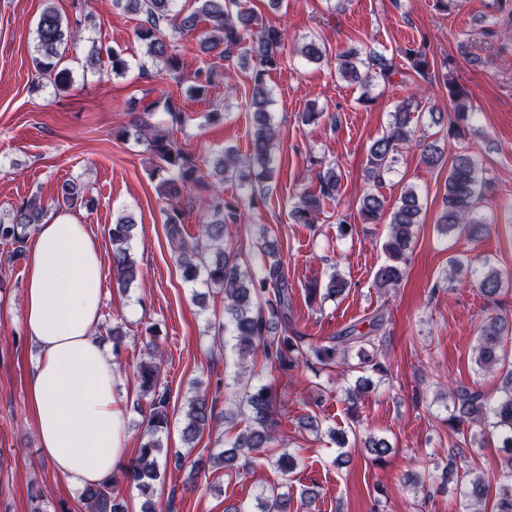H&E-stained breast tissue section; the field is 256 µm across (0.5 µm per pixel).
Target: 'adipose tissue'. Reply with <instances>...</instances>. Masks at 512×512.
I'll list each match as a JSON object with an SVG mask.
<instances>
[{
    "mask_svg": "<svg viewBox=\"0 0 512 512\" xmlns=\"http://www.w3.org/2000/svg\"><path fill=\"white\" fill-rule=\"evenodd\" d=\"M26 258L24 331L35 345L27 396L41 452L71 488L112 477L127 440L118 366L98 337L102 261L88 225L58 215L37 226Z\"/></svg>",
    "mask_w": 512,
    "mask_h": 512,
    "instance_id": "1",
    "label": "adipose tissue"
}]
</instances>
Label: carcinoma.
<instances>
[{"label":"carcinoma","mask_w":512,"mask_h":512,"mask_svg":"<svg viewBox=\"0 0 512 512\" xmlns=\"http://www.w3.org/2000/svg\"><path fill=\"white\" fill-rule=\"evenodd\" d=\"M179 0H113V7L125 12L142 13L145 21L137 30V38L144 43L145 54L155 64L161 63L164 70L177 74L181 69L178 48L167 41L162 26L180 35L198 30L206 24L199 46L202 52L214 54L224 61L232 56L244 40V34L253 32L255 39L244 50L256 60L252 71V91L249 98L251 112V139L249 153L241 156L233 148H226L212 161V172L206 173L194 159L186 155L170 133L161 131L149 122L157 110L167 113L171 124L180 126L185 113L170 96H161L143 106L131 124L135 140L145 145L151 156L153 173L158 177L157 193L175 204L167 214L166 234L176 254L183 277L188 282H198L207 288H215L224 295V335L232 342L239 364L256 361L262 356L264 363L280 369L291 370L305 363L315 362L324 367L336 365L346 373H359L356 387L359 390L371 384L372 373L380 377L388 375L386 366L378 359L376 337L377 322H372L370 331L356 332L349 327L325 344H305L303 338L288 335L292 325L291 301L288 282L278 239L260 229L255 237V258L244 257L234 250L230 240V227L239 223L243 198L226 197L223 185L237 182L248 188L247 198L269 190L274 179L273 150L278 130L273 124L271 106L272 92L266 84V73L280 61L287 43L286 34L266 23L263 17L244 4V0H194L190 10L177 7ZM37 52L33 58L36 75L46 78L58 90L70 87L71 71L63 66L68 43H77L82 38L80 27L71 26L51 5L42 10L37 26ZM297 53L309 62H319L326 49L311 39L297 47ZM107 56L112 73L122 76L128 71V61L115 49L92 46L85 57L83 71L96 73L101 67L102 56ZM406 57L413 70L421 75L430 69L429 50L426 45L406 48ZM338 75L341 79L357 83L362 88L361 102L373 100L370 90L375 77L387 79L393 65L380 54L360 58L356 48L336 54ZM217 65L196 69L192 77L194 85L190 91L197 96L207 94L216 83ZM448 96L456 103L453 115L431 112L435 125L448 123L452 136L464 135L471 113L467 101L470 93L455 81H447ZM421 103L412 95L396 105L391 112L389 130L376 139L369 149L367 180L380 187L385 175L390 173L397 161L400 146L414 141L412 128L415 112ZM425 163L432 167L448 166V179L441 198L438 229L449 234L465 229L472 238H479L485 231L486 220L479 215V204L483 198L482 168L477 160L464 151L457 153L445 163L444 152L434 143L423 149ZM319 191L303 190L294 202L291 217L296 224H312L320 212L323 201L332 199L341 182L340 170L331 163L318 173ZM194 191H202L199 233L189 236L180 221L177 204ZM386 200L379 192H369L362 198L360 215L366 223H376L385 211ZM91 200L85 197V188L76 182L62 184L55 201L56 209L71 210L81 205L88 207ZM422 204L417 190L409 186L400 196L398 205L391 213L389 234L383 249L387 259L375 271L374 282L379 288H394L404 277L408 250L416 227L421 222ZM49 207L36 195L25 198L16 205L8 217H0V243L12 246L6 255L7 262L18 260L24 254L27 230L44 222ZM134 228V219L129 215L118 217L109 229L112 240V266L117 284L126 286L137 276L135 260L130 253L129 242ZM452 270L466 269L477 283L479 292L492 298L502 291L503 280L497 269L487 262L466 265L460 259L451 261ZM348 282L337 272L329 274L325 282V297L334 298L345 292ZM105 335L112 339L113 352L127 336L124 324L114 323L104 327ZM512 336V323L499 316H491L479 325L477 344L474 347V363L480 372H490L507 362L508 351L504 341ZM162 352H152L149 360L139 364L136 377L140 396L147 400L149 414L145 416L146 439L138 448L136 457L126 469V480L144 496L142 512H169L168 503L152 499L153 489L161 479L162 444L159 433L168 427L169 392L160 385L159 370ZM452 409L448 423L457 435V454L468 450V444L478 443L484 447L488 439L494 438L498 447L506 449L504 461L509 475L496 484L494 498H489V483L476 475L460 490V512H512V367L502 380V395L490 400L476 387L456 385L448 388ZM273 395L271 386L260 384L245 386L239 407L249 412V422L233 438L231 445L206 459H199L195 467L219 465L232 471L244 468L263 459L278 469L284 476L297 466L296 457L283 452L274 457L267 449L276 440V421L273 419ZM214 397L206 389L195 387L188 400L183 442L189 448L211 430L215 421ZM479 433L472 432L473 427ZM366 450L378 459L390 451L388 441L371 435L365 441ZM86 512H127V505L120 493L115 491V481L108 478L86 487L81 492ZM291 498L280 486L264 489L257 496V512H288Z\"/></svg>","instance_id":"cac0c4a2"}]
</instances>
